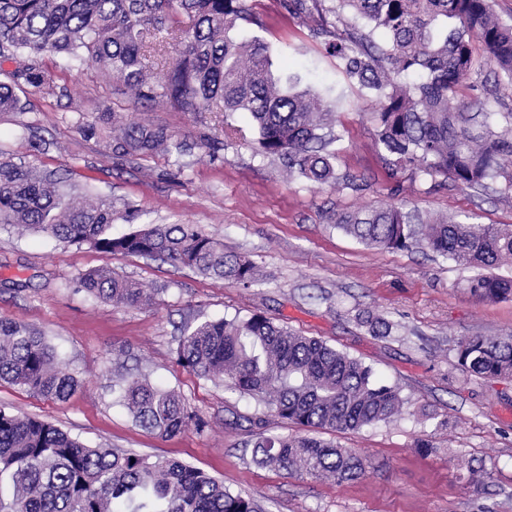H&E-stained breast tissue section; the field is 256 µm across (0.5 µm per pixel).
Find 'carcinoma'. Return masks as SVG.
Segmentation results:
<instances>
[{
  "label": "carcinoma",
  "mask_w": 512,
  "mask_h": 512,
  "mask_svg": "<svg viewBox=\"0 0 512 512\" xmlns=\"http://www.w3.org/2000/svg\"><path fill=\"white\" fill-rule=\"evenodd\" d=\"M344 73L380 99L372 113L376 144L392 174L431 188L453 184L512 200V110L501 88L512 86V24L491 0H284ZM333 19H328L327 15ZM263 27L247 0H0V57L22 60L0 82V113L22 110L19 93L57 94L46 54L101 69L140 103L161 98L179 112L214 111L224 119L249 115L262 154L288 177L317 184H360L336 165L341 140L335 107L313 88L271 73L268 47L231 32ZM482 43L495 81L484 98L464 94L473 68V41ZM414 75L416 80L402 78ZM108 131L106 147L122 155L174 159L184 143L167 128L123 122L105 107L82 127ZM119 209L112 198L72 197L67 177L20 159L0 161V224L87 244L110 255L161 258L213 280L247 285L257 270L249 259L195 224H155L112 237ZM336 228L381 250L427 248L464 269L512 263V225L480 224L466 216H424L383 203L336 214ZM88 295L114 306H148L154 293L110 267L79 279ZM477 298H512V277L478 274L465 280ZM176 360L195 375L253 397L297 433L257 434L253 459L262 467L351 480L365 470L349 448L318 437L388 423L403 412L400 390L373 368L271 318L252 313L205 320L187 328ZM462 372L512 377V336H471L457 348ZM0 382L45 399H63L80 385L61 367L57 351L37 329L0 318ZM119 402L138 425L160 437L208 422L174 390L131 376ZM0 512H259L224 481L181 461L112 448H91L44 420L0 409Z\"/></svg>",
  "instance_id": "obj_1"
}]
</instances>
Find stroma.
<instances>
[{
    "mask_svg": "<svg viewBox=\"0 0 512 512\" xmlns=\"http://www.w3.org/2000/svg\"><path fill=\"white\" fill-rule=\"evenodd\" d=\"M248 3L265 26L239 29L236 38L262 39L274 72L297 74L335 102L337 164L358 178L360 190L286 180L277 163L259 156L245 113L228 120L220 112H179L162 100L141 105L97 70L46 56L64 92L22 94V111L0 114V159L22 156L64 174L74 193L111 195L124 207L112 235L146 224H196L225 252L247 256L260 277L244 287L161 260L1 230L0 317L41 331L81 385L53 401L0 383V407L52 422L91 447L184 461L223 479L262 512H512V379L467 375L456 357L463 337L512 334V299L471 296L462 287L468 271L429 250H372L334 225L335 213L390 202L512 225V201L450 185L423 193L406 176H391L374 143L377 102L283 0ZM103 102L122 119L166 127L190 150L177 162L112 153L79 130ZM102 266L154 290L153 304L115 307L81 291L80 274ZM364 311L392 323L391 334H371L358 320ZM254 312L326 341L400 389V418L325 435L365 460L359 478L339 482L257 466V433L287 434L294 425L177 363L184 325ZM125 372L180 392L207 420L205 431L162 438L138 426L115 389ZM424 440L431 451L421 449ZM473 465L484 468L480 479H473Z\"/></svg>",
    "mask_w": 512,
    "mask_h": 512,
    "instance_id": "35a3bbf8",
    "label": "stroma"
}]
</instances>
